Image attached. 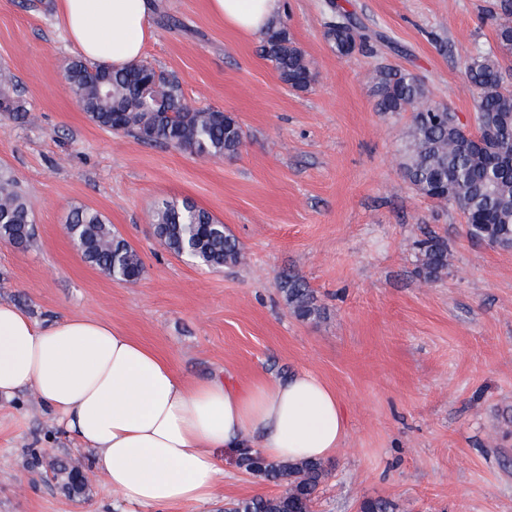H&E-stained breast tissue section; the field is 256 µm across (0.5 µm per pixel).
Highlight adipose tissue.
I'll list each match as a JSON object with an SVG mask.
<instances>
[{
  "label": "adipose tissue",
  "instance_id": "adipose-tissue-1",
  "mask_svg": "<svg viewBox=\"0 0 512 512\" xmlns=\"http://www.w3.org/2000/svg\"><path fill=\"white\" fill-rule=\"evenodd\" d=\"M225 25L260 35L282 0H208ZM57 18L88 62L115 70L140 61L153 31L146 0H56ZM34 390L64 429L94 452L97 471L131 508L213 499L220 451L273 461L322 459L347 417L311 371L236 385L185 379L169 360L112 324L69 318L43 326L0 303V398Z\"/></svg>",
  "mask_w": 512,
  "mask_h": 512
}]
</instances>
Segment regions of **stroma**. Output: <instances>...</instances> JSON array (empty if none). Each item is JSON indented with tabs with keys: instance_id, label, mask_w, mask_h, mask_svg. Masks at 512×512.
<instances>
[{
	"instance_id": "35a3bbf8",
	"label": "stroma",
	"mask_w": 512,
	"mask_h": 512,
	"mask_svg": "<svg viewBox=\"0 0 512 512\" xmlns=\"http://www.w3.org/2000/svg\"><path fill=\"white\" fill-rule=\"evenodd\" d=\"M54 0H0V66L16 77L25 122L0 112V170L21 185L35 239L0 241V302L39 323L103 320L168 358L185 378L235 383L316 373L334 388L347 432L329 456L316 512H360L378 498L399 512H512V250L471 241L454 205L420 195L401 168L410 112L377 111L379 65L419 75L431 103L474 117L463 62L495 44L494 0H342L372 31L367 51L336 54L326 0H284L280 18L306 53L304 91L278 77L207 0H162L143 59L173 74L188 101L232 115L246 137L231 159L148 146L93 124L70 93L77 52ZM190 200L221 221L242 258L213 271L153 234L155 212ZM76 207L102 214L144 271L116 282L86 263L65 225ZM448 242V270L427 282L415 243ZM324 311L298 320L282 272ZM86 466L89 492L72 498L27 449ZM221 452L213 500L170 512H224L280 485ZM95 455L28 391L0 398V512H119Z\"/></svg>"
}]
</instances>
